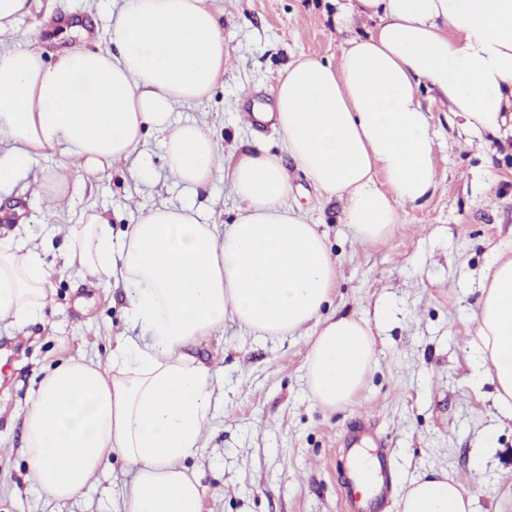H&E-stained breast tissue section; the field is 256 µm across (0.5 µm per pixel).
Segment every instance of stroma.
Returning a JSON list of instances; mask_svg holds the SVG:
<instances>
[{"label":"stroma","mask_w":512,"mask_h":512,"mask_svg":"<svg viewBox=\"0 0 512 512\" xmlns=\"http://www.w3.org/2000/svg\"><path fill=\"white\" fill-rule=\"evenodd\" d=\"M228 57L224 80L200 102L175 109L173 120L207 121L225 151L258 140L278 149L269 123L242 121L246 109L271 112V87L301 57L335 61L343 40L374 23L339 28V0H213ZM122 0H32L13 40L0 49L40 48L46 63L76 43L73 25L99 32ZM430 110L437 188L382 242L361 244L343 222V204L320 197L289 164L288 203L325 231L337 261L331 309L365 319L376 360L347 404L319 405L306 383L314 334L306 326L285 337L262 336L225 323L197 342L193 355L211 367L220 398L203 446L185 466L202 490V512H351L347 493L356 467L346 436L372 427L388 443L397 470L395 493L419 474L447 470L475 497V512H512V421H498L491 383H470L476 330L471 314L491 251L512 245V137L498 139L462 126L435 91ZM59 150L46 151L26 177L0 192V239H24L51 267L48 305L22 330L0 328V512H124L132 475L112 458L75 498L57 501L31 479L23 422L40 379L65 360H105L117 337L132 335L127 286L63 264L68 225L87 211L106 212L113 230L156 206H192L204 224L232 223L238 202L229 177L192 190L172 178L155 133L140 162L92 180L65 172ZM67 179L68 202L52 206L44 191ZM492 435L494 453L474 450Z\"/></svg>","instance_id":"stroma-1"}]
</instances>
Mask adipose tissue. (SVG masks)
<instances>
[{
  "label": "adipose tissue",
  "mask_w": 512,
  "mask_h": 512,
  "mask_svg": "<svg viewBox=\"0 0 512 512\" xmlns=\"http://www.w3.org/2000/svg\"><path fill=\"white\" fill-rule=\"evenodd\" d=\"M348 14L376 20L374 31L347 40L335 62H289L272 93L283 154L325 199L342 201L354 238L372 244L437 184L422 87L466 127L512 136V0H352ZM103 38L107 49L77 46L51 66L34 48L0 52V189L57 147L69 168L96 176L129 161L149 128L177 181L197 187L230 172L238 217L202 224L192 209L162 205L125 232L95 210L69 225L65 265L131 284L127 315L142 339L40 380L25 416L29 470L49 497L67 500L118 456L134 473L125 512H202L184 461L209 421L213 374L189 344L228 321L273 337L314 325L306 378L327 408L362 387L375 344L365 320L322 313L336 261L325 233L289 206L282 155L249 143L228 166L207 122L171 121L224 75L212 0H126ZM49 277L36 249L0 241V324L18 330L40 315ZM480 289L472 382L491 381L499 417L512 421V256L496 257ZM397 508L475 512L444 470L412 480Z\"/></svg>",
  "instance_id": "adipose-tissue-1"
}]
</instances>
